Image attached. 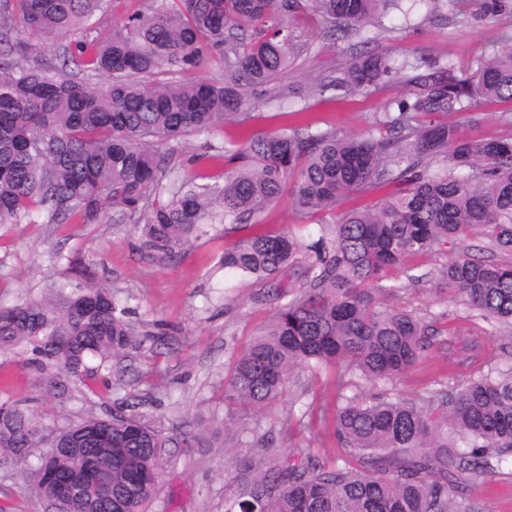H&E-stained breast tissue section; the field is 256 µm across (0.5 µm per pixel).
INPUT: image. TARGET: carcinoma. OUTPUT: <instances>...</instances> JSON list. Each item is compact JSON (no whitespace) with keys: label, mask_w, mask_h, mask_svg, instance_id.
<instances>
[{"label":"carcinoma","mask_w":512,"mask_h":512,"mask_svg":"<svg viewBox=\"0 0 512 512\" xmlns=\"http://www.w3.org/2000/svg\"><path fill=\"white\" fill-rule=\"evenodd\" d=\"M110 0H0V224H86L105 219L142 225L141 251L171 258L210 225H247L292 197L302 221L353 196L394 187L373 207L352 208L320 225L303 243L288 231L254 233L224 250V272L252 277L279 301L269 324L232 362L224 400L261 409L284 391L294 368L331 366L340 389L398 380L432 348L448 366L478 358L482 336L442 340L414 316L382 306L386 270L410 254L459 246L445 271L464 308L507 329L512 358V263L470 256L478 230L512 252V136L472 140L448 116L477 101L512 103V48L481 56L459 71L421 57L399 64L362 51L345 66L308 79L303 98L329 91L368 95L390 81L407 93L375 113L371 130L296 126L230 142L190 159L219 174H190L169 142L209 134L232 120L246 127L256 110L294 91L276 78L294 64L296 29L366 37L388 0H141V8L108 23ZM512 15V0H479L474 17ZM107 37L83 33L92 21ZM70 36L53 56L31 38ZM224 79H184L212 61ZM82 73L77 77L74 71ZM314 261L300 291L287 298L284 277L301 249ZM95 297L103 308L77 312ZM116 292L88 278L60 283L48 296L0 306V350L12 351L37 386L65 394L72 381L95 379L112 358L139 344ZM335 435L341 455L326 464L303 448L264 464L225 512H474L458 506L472 478L512 461V364L481 373L421 405L399 395H341ZM129 398L108 418L68 424L70 442L31 469H51L56 494L84 457L109 483L74 500L68 512H145L157 493L168 439ZM110 422L87 443L80 429ZM49 417L0 400V456L27 459L46 439Z\"/></svg>","instance_id":"cac0c4a2"}]
</instances>
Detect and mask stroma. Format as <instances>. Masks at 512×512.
Segmentation results:
<instances>
[{
  "mask_svg": "<svg viewBox=\"0 0 512 512\" xmlns=\"http://www.w3.org/2000/svg\"><path fill=\"white\" fill-rule=\"evenodd\" d=\"M390 38L378 48L400 58L427 55L465 70L481 55L502 52L511 44L512 17L475 20L470 13L432 11L419 0H392L380 15ZM298 41L307 50L281 83L299 87L309 76L350 61L357 49L347 39L321 37L301 28ZM406 92L393 82L371 96L325 97L306 101L301 114L288 116L266 108L251 123L255 132L308 125L336 127L347 134L365 133L374 113ZM239 139V128L227 122L213 135L177 139L172 147L180 164L196 154L222 148ZM248 228L215 224L206 235L180 249L173 260H154L140 250V232L132 224H0V304L8 306L46 293L55 280L71 284L83 275L121 289L129 319L140 333H164V343L128 350L112 361L111 376L122 379V394L152 393L142 413L171 437L192 428V446H170L160 460V492L152 512H224L260 458L280 456L305 446L323 462L337 453L333 416L338 404L336 373L331 368H296L283 394L268 408H231L224 402V382L232 358L272 319L276 303L253 279L224 281L218 264L225 249ZM458 252L456 245L405 257L382 280L385 306L404 310L432 325L439 336L484 334L480 371L504 363L503 342L486 321L471 316L449 289L442 274ZM443 355L433 349L393 386V392L422 401L451 386ZM25 400L35 411L69 422L87 414L111 411L113 398L101 382L77 384L71 394H46L13 353L0 352V399ZM307 415L311 428L299 431ZM29 464L0 461V507L5 512H45L28 481ZM468 502L481 512H512V467L472 481Z\"/></svg>",
  "mask_w": 512,
  "mask_h": 512,
  "instance_id": "obj_1",
  "label": "stroma"
}]
</instances>
